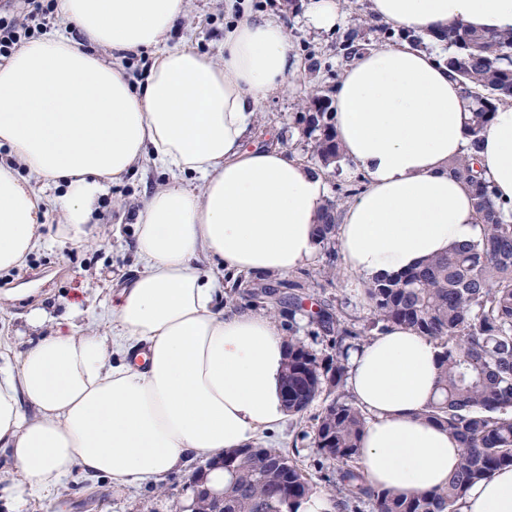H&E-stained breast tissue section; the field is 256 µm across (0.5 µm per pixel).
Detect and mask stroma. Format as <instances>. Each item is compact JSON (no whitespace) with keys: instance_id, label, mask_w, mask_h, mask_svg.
Returning a JSON list of instances; mask_svg holds the SVG:
<instances>
[{"instance_id":"stroma-1","label":"stroma","mask_w":512,"mask_h":512,"mask_svg":"<svg viewBox=\"0 0 512 512\" xmlns=\"http://www.w3.org/2000/svg\"><path fill=\"white\" fill-rule=\"evenodd\" d=\"M225 0H187L186 12L178 28L167 40L177 47L190 41L201 54L222 62L220 45L225 27L235 17L226 11ZM342 22L331 32L311 31L303 11L289 12L285 0H243L242 7L254 15L276 14L282 17L297 57V66L287 79L285 90L274 93L264 103L248 134L249 140L277 143L301 160H309L311 143L298 124L299 103L313 86L335 90L346 61L341 47L351 34L361 41L375 43L377 33L359 29L357 15L368 8V0H339ZM170 180L169 173L145 163L137 166L121 182L109 186L102 196L100 221L108 229L96 238L79 245L60 244L52 235V225L62 223L60 212L45 218L44 241L30 253L22 268L0 271V357H15L37 338L26 323L32 307H40L49 315L47 330L68 331L69 328L91 329L106 333L105 313L112 303L111 288L122 285L139 271L141 264L134 250V224L144 200ZM342 264L340 252L319 246L313 260L285 276H271L277 292L287 294L294 284H303L312 303L327 301L344 304L350 316L368 315L363 299V282L353 273L343 280L327 284L320 276L328 263ZM276 321L285 335L302 342L317 357L330 352L329 342L309 314L279 305ZM325 405L315 401L303 414L288 417L279 431L264 439L267 447L298 451L299 463L313 480H320L333 470L312 444L317 417ZM195 463L165 477V493L153 486L134 484L115 489L110 482L72 471L62 482L61 490L51 497L31 504L29 512H63L62 498L78 500L90 496L101 498L96 512H171L174 504L187 495L186 484Z\"/></svg>"}]
</instances>
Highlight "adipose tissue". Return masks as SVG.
Segmentation results:
<instances>
[{
	"label": "adipose tissue",
	"mask_w": 512,
	"mask_h": 512,
	"mask_svg": "<svg viewBox=\"0 0 512 512\" xmlns=\"http://www.w3.org/2000/svg\"><path fill=\"white\" fill-rule=\"evenodd\" d=\"M79 36L30 39L0 61V271L39 243L40 212L57 207L60 240L83 243L110 183L148 160L171 179L136 216L142 269L112 294V333L53 332L0 365V453L16 477L0 500L22 512L73 469L113 486L155 481L193 459L224 490L225 453L286 418L284 335L252 310L216 305L218 270L285 275L309 263L327 197L321 173L277 146L249 142L254 115L296 67L282 23L240 16L224 62L192 45L169 48L185 0H57ZM372 14L429 33L462 22L512 32V0H371ZM111 49V59L97 55ZM149 49L145 80L123 53ZM470 101L435 52L407 43L357 54L332 101L343 155L365 178L336 226L347 269L396 275L477 241L470 187L448 173L469 145ZM476 163L495 202L512 206V102L498 105ZM215 271L203 274L198 258ZM349 387L367 423L360 463L395 495L443 487L460 441L424 421L436 348L394 327L348 358ZM461 512H512V467L471 487Z\"/></svg>",
	"instance_id": "obj_1"
}]
</instances>
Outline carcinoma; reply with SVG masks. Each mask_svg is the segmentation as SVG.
<instances>
[{"label": "carcinoma", "instance_id": "carcinoma-1", "mask_svg": "<svg viewBox=\"0 0 512 512\" xmlns=\"http://www.w3.org/2000/svg\"><path fill=\"white\" fill-rule=\"evenodd\" d=\"M432 39L454 48L447 65L475 100L469 124L474 151L497 105L512 100V33L488 36L455 23ZM302 107L311 158L325 167L335 164L341 149L330 98L314 88ZM448 171L471 188L477 220L485 226L482 238L376 278L365 284L364 296L371 326L412 329L438 348L437 392L421 417L461 441V466L446 486L430 493L395 496L367 480L359 466L366 417L341 393L348 351L362 345L365 329L322 304L314 317L334 353L319 359L288 337L283 397L291 415L302 414L323 394L330 398L318 416L313 444L336 464L324 492L339 512L365 502L372 512H460L472 485L512 466V222L502 220L472 156L451 160ZM338 209V200H326L317 225L322 244L335 243ZM241 295L270 315L284 302L301 308L305 299L296 293L279 297L271 285L260 283ZM318 489L296 455L241 448L224 454V505L208 501L198 512H295V503Z\"/></svg>", "mask_w": 512, "mask_h": 512}]
</instances>
